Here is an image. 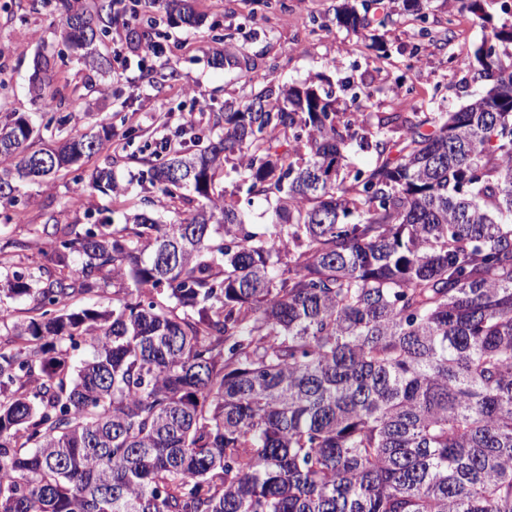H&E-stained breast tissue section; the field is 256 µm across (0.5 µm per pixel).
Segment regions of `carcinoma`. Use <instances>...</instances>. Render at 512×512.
<instances>
[{
    "label": "carcinoma",
    "instance_id": "cac0c4a2",
    "mask_svg": "<svg viewBox=\"0 0 512 512\" xmlns=\"http://www.w3.org/2000/svg\"><path fill=\"white\" fill-rule=\"evenodd\" d=\"M194 2L148 0L186 24ZM44 4L98 64L112 5ZM368 10L336 18L357 32ZM495 38L464 62L484 86L461 110L371 129L315 84L215 51L249 93L152 166L188 216L79 231L51 216L55 265L5 274L30 316L0 345V512H512V26ZM51 58L35 54L30 93L58 109ZM65 122L0 127L5 222L17 182L112 142L110 124ZM48 153L56 166L32 173ZM232 156L247 204H267L260 229L219 181ZM96 191L125 194L105 167L82 182ZM109 285L112 306L72 308Z\"/></svg>",
    "mask_w": 512,
    "mask_h": 512
}]
</instances>
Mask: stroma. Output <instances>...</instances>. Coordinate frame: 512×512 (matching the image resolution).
<instances>
[{
  "instance_id": "1",
  "label": "stroma",
  "mask_w": 512,
  "mask_h": 512,
  "mask_svg": "<svg viewBox=\"0 0 512 512\" xmlns=\"http://www.w3.org/2000/svg\"><path fill=\"white\" fill-rule=\"evenodd\" d=\"M338 0H196L204 20L190 27L163 14L139 17L137 30L153 29L165 48L156 58L132 50L123 27L129 0H119L110 34L98 42L108 55V73L74 60L57 63L54 85L66 100V114L75 128L110 124L115 132L87 168L54 180L19 185L23 221L0 228L6 239L28 243L29 256L51 265L52 254L42 234L47 218L61 224H91L100 209L113 211L114 223L143 207V188L150 185L154 151L173 139L184 115L196 126L210 127L224 110L225 99L240 96L243 81L237 69L213 63L215 49L239 50L250 56L258 72L278 84L313 80L335 93L342 111H361L366 124L388 112H445L466 105L482 85L468 71L454 67L449 56H470L493 41L496 28L512 24L495 0L486 4L490 22L461 8L457 0H429L430 19H452L454 36L436 48L419 33L421 24L398 0L371 9L369 24L356 33L334 19ZM59 17L34 0H0V123L10 113L36 115L29 92L33 57L42 44L58 43ZM383 46L388 56L378 57ZM111 168L125 196L78 195L77 182L90 169Z\"/></svg>"
}]
</instances>
